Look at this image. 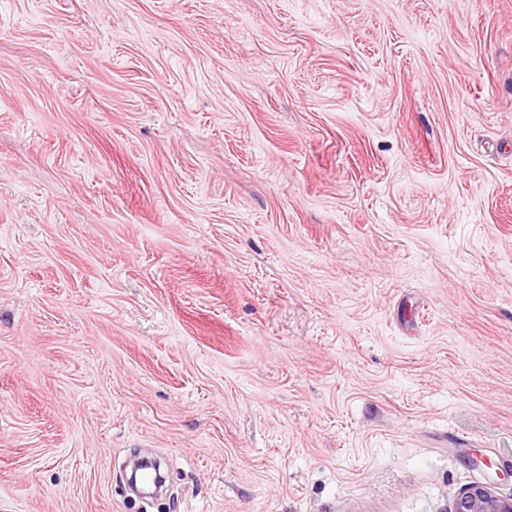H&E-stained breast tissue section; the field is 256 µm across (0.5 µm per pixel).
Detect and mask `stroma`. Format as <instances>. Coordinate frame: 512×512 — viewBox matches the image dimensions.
Wrapping results in <instances>:
<instances>
[{
	"label": "stroma",
	"instance_id": "1",
	"mask_svg": "<svg viewBox=\"0 0 512 512\" xmlns=\"http://www.w3.org/2000/svg\"><path fill=\"white\" fill-rule=\"evenodd\" d=\"M512 495V0H0V512Z\"/></svg>",
	"mask_w": 512,
	"mask_h": 512
}]
</instances>
